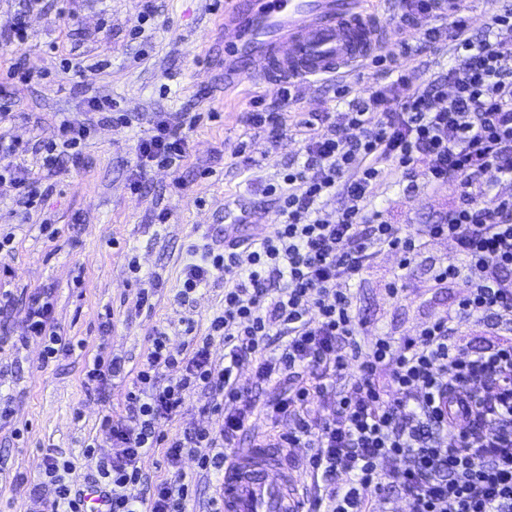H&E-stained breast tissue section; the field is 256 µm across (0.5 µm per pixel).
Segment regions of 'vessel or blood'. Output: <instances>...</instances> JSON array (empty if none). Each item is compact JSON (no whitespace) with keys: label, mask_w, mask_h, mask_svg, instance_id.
<instances>
[{"label":"vessel or blood","mask_w":512,"mask_h":512,"mask_svg":"<svg viewBox=\"0 0 512 512\" xmlns=\"http://www.w3.org/2000/svg\"><path fill=\"white\" fill-rule=\"evenodd\" d=\"M368 0H225L224 47L277 83L344 78L381 50ZM284 449L244 448L224 465L223 512H301Z\"/></svg>","instance_id":"vessel-or-blood-1"}]
</instances>
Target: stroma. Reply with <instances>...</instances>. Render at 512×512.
<instances>
[{
  "mask_svg": "<svg viewBox=\"0 0 512 512\" xmlns=\"http://www.w3.org/2000/svg\"><path fill=\"white\" fill-rule=\"evenodd\" d=\"M151 3L154 18L135 33L137 16ZM213 0H42L28 10V0H0V32L18 13L27 15L23 39L0 44V85L10 115L0 135L18 142L15 159L34 178L41 195L32 206H16L10 181L0 180V297L10 300L0 311V402L12 416L0 420V512H25L30 491L43 499L55 487L43 475L44 458L54 454L69 462L66 475L74 487L88 485L96 459L84 448L101 440L105 412L121 414L124 392L150 345L155 328L167 333L172 351L185 348L186 319L205 335L209 318L224 303V279L211 277L189 297L179 290L191 250L224 240V211L242 204L263 233L281 221L279 202L264 191L300 155L303 135L297 126L304 113L335 112L338 129L346 103L326 81L297 83L292 101L281 88L245 76L233 89L224 87V37ZM84 72L73 75L70 59ZM29 81H21L22 73ZM111 97L120 119L94 122L89 137L73 157L54 170L42 158L58 137L62 117L85 119L87 102ZM282 112V130L271 133L248 126L252 108ZM202 119L188 134V156L173 170L136 165L139 143L151 133L155 116L178 122L181 113ZM256 161L243 168L237 149ZM244 155V156H245ZM140 191H131V180ZM184 189H175V181ZM448 189L408 194L398 177L376 192L375 203L390 222L415 232L418 225L441 220L452 202ZM170 215L160 223V212ZM51 231H44V222ZM157 283L152 311L136 312L139 284L129 261ZM452 244L431 243L406 272L402 297L388 293L397 269L395 254L383 252L353 287L355 308L363 322V341L378 336L403 338L452 307L458 287L432 281L434 265L457 262ZM54 303L53 317L74 343L71 351L44 359L43 343L29 337L25 311L34 297ZM125 363L123 376L103 391L84 383L86 361L97 349ZM288 381L254 389L249 400L259 409L238 442L287 430L285 420L267 418L266 407L288 390ZM23 437H15V430Z\"/></svg>",
  "mask_w": 512,
  "mask_h": 512,
  "instance_id": "obj_1",
  "label": "stroma"
}]
</instances>
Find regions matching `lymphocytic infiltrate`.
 <instances>
[{
	"mask_svg": "<svg viewBox=\"0 0 512 512\" xmlns=\"http://www.w3.org/2000/svg\"><path fill=\"white\" fill-rule=\"evenodd\" d=\"M417 9L436 20L423 44L449 40L454 65L417 82L398 64L415 47L400 41L379 58L392 80L346 112L351 135L339 134L329 112L302 120L300 157L281 182L265 185L282 203L275 232L226 242L219 252L203 247L199 262L186 266L187 293L223 276L224 306L185 351L172 352L155 331L123 414L102 420L105 447L87 445V455L101 457L95 484L106 512H187L192 489L183 458L193 457L204 475L220 473L255 414L244 398L248 387L282 380L288 391L267 412L291 425L273 442L307 449L305 470L320 481L311 512H372L373 499L390 502L394 489L409 512H512V196L498 190L512 181V9L492 16L479 38L466 0H418ZM195 124L189 116L177 125L156 118L139 145L140 166L180 168ZM395 174L414 190L454 188L457 201L440 222L406 233L374 204ZM332 198L342 205L327 219ZM438 239L452 242L461 261L437 265L433 280L462 286L458 303L414 335L362 343L353 284L388 251L399 258L388 292L400 296L406 270ZM25 318L46 355L69 349L48 300H35ZM468 323L486 326L494 342L480 351L464 346ZM275 336L282 343L273 353ZM217 342L220 365L211 357ZM246 362L247 385L239 375ZM341 380L347 388L329 413L313 410ZM200 391L210 395L217 427L165 434L163 425ZM157 448L172 478L151 484L147 495L131 494L143 481L144 457ZM61 469L58 457L46 458L55 498L33 496L30 512H90Z\"/></svg>",
	"mask_w": 512,
	"mask_h": 512,
	"instance_id": "lymphocytic-infiltrate-1",
	"label": "lymphocytic infiltrate"
}]
</instances>
